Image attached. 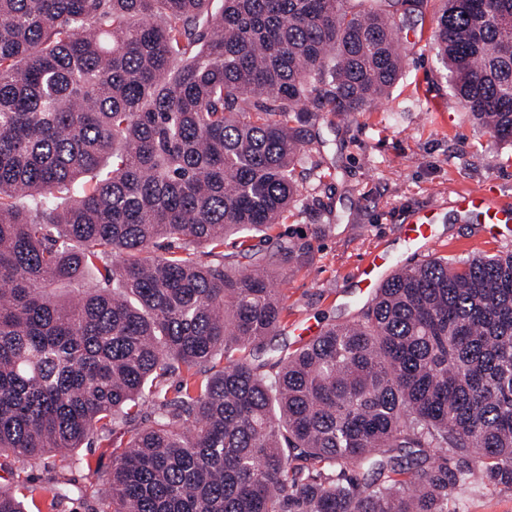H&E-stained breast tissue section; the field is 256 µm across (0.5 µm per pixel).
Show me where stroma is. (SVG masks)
Segmentation results:
<instances>
[{
    "mask_svg": "<svg viewBox=\"0 0 512 512\" xmlns=\"http://www.w3.org/2000/svg\"><path fill=\"white\" fill-rule=\"evenodd\" d=\"M437 0L410 19L402 34V78L367 111L322 115L309 129L323 141L320 183L307 185L301 200L271 238L285 235L311 242L309 264L289 268L280 283L288 312L283 342L295 344L302 325L353 319L367 300L353 274L370 251L383 249L391 264L414 265L437 254L456 261L478 254L512 253V223L484 235L457 210L445 208L431 226L433 242L421 246L401 235L406 215L461 189H491L512 201V145L477 125L448 88L437 57ZM329 225L316 234L318 225ZM131 434L117 426L92 446L76 449L67 476L76 492L58 507L39 488L52 462L18 464V477L0 469V489L33 494L27 512H102L112 454ZM453 512H512V486L456 488Z\"/></svg>",
    "mask_w": 512,
    "mask_h": 512,
    "instance_id": "35a3bbf8",
    "label": "stroma"
}]
</instances>
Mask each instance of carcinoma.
Listing matches in <instances>:
<instances>
[{
  "label": "carcinoma",
  "instance_id": "1",
  "mask_svg": "<svg viewBox=\"0 0 512 512\" xmlns=\"http://www.w3.org/2000/svg\"><path fill=\"white\" fill-rule=\"evenodd\" d=\"M428 2L0 0V457L66 467L148 407L105 512H448L512 485L511 253L407 265L291 348L275 285L311 243L253 244L299 201L306 126L399 81ZM439 2L451 89L512 144V0ZM0 512L25 509L0 489Z\"/></svg>",
  "mask_w": 512,
  "mask_h": 512
}]
</instances>
